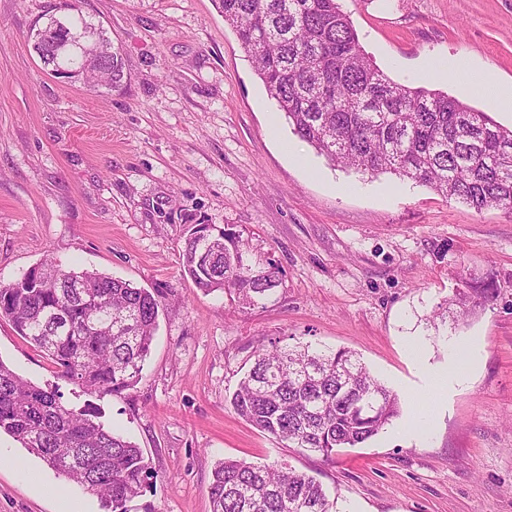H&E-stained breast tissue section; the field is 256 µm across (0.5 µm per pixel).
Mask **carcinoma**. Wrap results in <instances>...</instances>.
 Here are the masks:
<instances>
[{"label": "carcinoma", "mask_w": 512, "mask_h": 512, "mask_svg": "<svg viewBox=\"0 0 512 512\" xmlns=\"http://www.w3.org/2000/svg\"><path fill=\"white\" fill-rule=\"evenodd\" d=\"M266 91L301 140L341 168L390 173L428 186L480 212L512 215V130L440 90L399 83L366 56L338 0H219ZM69 46L41 55L46 67L77 69L108 51L88 81L125 82L122 55L103 29L67 14ZM87 32L99 43L84 44ZM217 232L203 250L184 241L182 271L204 294L222 291L244 308L263 305L280 284L273 262L253 267L239 235ZM487 285L455 299L462 313L493 298ZM166 295L99 271L66 269L53 259L0 285V319L44 353L57 376L86 394L116 395L139 381ZM230 405L250 425L288 447L326 458L378 435L400 415L399 396L352 352L310 344L260 349ZM50 469L96 495L104 512H129L155 474L135 444L96 409L63 401L0 360V434ZM212 512H337L314 477L276 464L219 462L210 484Z\"/></svg>", "instance_id": "obj_1"}]
</instances>
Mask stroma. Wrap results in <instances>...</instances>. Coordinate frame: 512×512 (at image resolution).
Listing matches in <instances>:
<instances>
[{"label": "stroma", "mask_w": 512, "mask_h": 512, "mask_svg": "<svg viewBox=\"0 0 512 512\" xmlns=\"http://www.w3.org/2000/svg\"><path fill=\"white\" fill-rule=\"evenodd\" d=\"M368 56L416 86L432 59L498 69L512 84V0H339ZM63 0H0V284L52 257L144 288L161 312L138 383L98 397L60 382L0 320V360L101 409L156 479L131 512H211L215 464L279 463L315 476L338 512H512V217L475 211L390 174L331 166L294 135L214 0H76L123 58L126 83L54 77L30 35ZM232 228L249 264L277 262L261 307L205 294L181 271L193 225ZM493 283L469 316L455 294ZM442 315L438 329L429 316ZM476 345L469 381L419 416L428 380ZM346 349L398 394L401 413L333 458L285 447L230 398L261 348ZM0 512H101L99 499L0 435Z\"/></svg>", "instance_id": "35a3bbf8"}]
</instances>
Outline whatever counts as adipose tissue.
I'll return each mask as SVG.
<instances>
[{"instance_id":"1","label":"adipose tissue","mask_w":512,"mask_h":512,"mask_svg":"<svg viewBox=\"0 0 512 512\" xmlns=\"http://www.w3.org/2000/svg\"><path fill=\"white\" fill-rule=\"evenodd\" d=\"M420 74L431 80L456 81L465 90L481 97L490 108L512 111V85L503 84L492 66H477L458 60L429 62L422 67Z\"/></svg>"}]
</instances>
